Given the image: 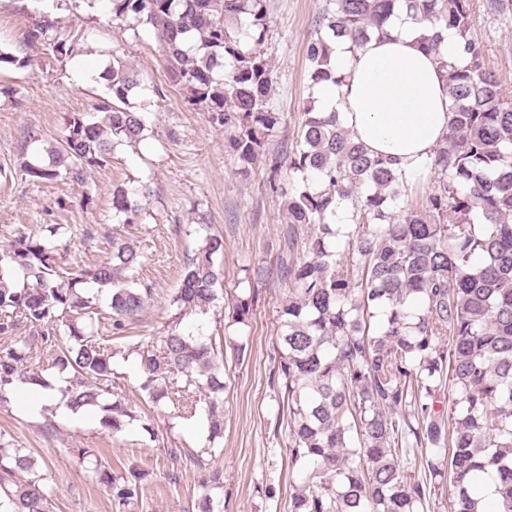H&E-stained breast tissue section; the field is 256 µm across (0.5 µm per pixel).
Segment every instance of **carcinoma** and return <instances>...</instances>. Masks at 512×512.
Wrapping results in <instances>:
<instances>
[{
  "label": "carcinoma",
  "mask_w": 512,
  "mask_h": 512,
  "mask_svg": "<svg viewBox=\"0 0 512 512\" xmlns=\"http://www.w3.org/2000/svg\"><path fill=\"white\" fill-rule=\"evenodd\" d=\"M472 0H328L307 45L311 87L339 84L331 42L361 47L396 12L423 26L422 47L436 53L448 30L461 38V63L439 59L452 118L434 155L406 175L389 158L354 141L336 112L303 105L288 169L280 183L288 224L275 276L287 287L279 305L273 376L287 402L288 451L309 470L290 512H428L431 490L412 479L407 456L448 484L450 512H486L484 475L499 495L493 512H512V95L485 66L473 37ZM153 28L171 80L192 106L224 128L240 170L266 155L279 124L268 107L273 68L263 50L267 0H112V19ZM0 49V67L31 65ZM112 100L75 112L48 161L24 159L35 181L80 179L118 145L146 129L139 73L121 58L103 74ZM136 192L112 191V210L134 224ZM348 223H336L342 211ZM309 233L301 235L302 229ZM105 259L75 274L61 271L53 241L20 235L0 249V400L5 387H50L45 370L64 376L60 402L98 409L101 429L116 436L131 417L114 390L113 358L133 355L141 389L172 415L203 412L208 438L224 435V348L215 337L180 327L204 311L222 284L224 236L209 234L185 257L172 297L179 317L158 336L132 346L151 289L141 259L107 232ZM111 289L108 311L93 289ZM27 336H17L21 327ZM46 368L30 367L33 358ZM449 415L435 408L443 386ZM79 456L109 487L118 512H132L142 476L116 478L91 451ZM35 459L0 440V512H53Z\"/></svg>",
  "instance_id": "carcinoma-1"
}]
</instances>
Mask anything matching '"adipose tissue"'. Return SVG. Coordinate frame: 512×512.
Here are the masks:
<instances>
[{"instance_id":"obj_1","label":"adipose tissue","mask_w":512,"mask_h":512,"mask_svg":"<svg viewBox=\"0 0 512 512\" xmlns=\"http://www.w3.org/2000/svg\"><path fill=\"white\" fill-rule=\"evenodd\" d=\"M422 33L400 12L364 46L337 40L332 63L343 81L315 92L317 111L339 112L355 140L395 159L408 174L433 155L448 130L451 100L439 62L461 58L455 32H448L437 56L421 48Z\"/></svg>"}]
</instances>
